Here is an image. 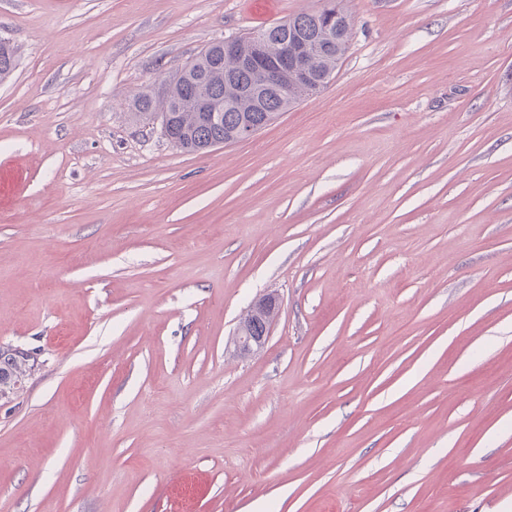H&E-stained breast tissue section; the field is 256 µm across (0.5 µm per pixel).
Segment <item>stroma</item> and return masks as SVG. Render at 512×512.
<instances>
[{"label":"stroma","instance_id":"1","mask_svg":"<svg viewBox=\"0 0 512 512\" xmlns=\"http://www.w3.org/2000/svg\"><path fill=\"white\" fill-rule=\"evenodd\" d=\"M321 3L0 0V512H512V0H343L246 141L130 116ZM279 308V299L275 295H268L248 308L231 339L234 353L237 356H251L263 349L268 342L270 330L278 316ZM254 318L264 319V330L260 336H252L248 330V324Z\"/></svg>","mask_w":512,"mask_h":512}]
</instances>
